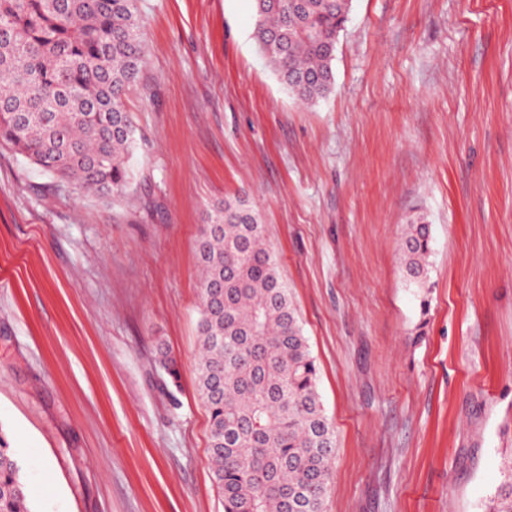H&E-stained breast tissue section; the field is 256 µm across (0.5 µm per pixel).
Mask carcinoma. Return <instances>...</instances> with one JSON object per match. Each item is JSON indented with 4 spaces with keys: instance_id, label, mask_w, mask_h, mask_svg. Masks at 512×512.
<instances>
[{
    "instance_id": "carcinoma-1",
    "label": "carcinoma",
    "mask_w": 512,
    "mask_h": 512,
    "mask_svg": "<svg viewBox=\"0 0 512 512\" xmlns=\"http://www.w3.org/2000/svg\"><path fill=\"white\" fill-rule=\"evenodd\" d=\"M351 0H254V38L298 100L335 88L337 40ZM0 143L60 184L128 193L136 127L125 104L145 63L139 0H0ZM197 257L198 390L210 415L213 479L224 512H326L336 433L318 367L260 211L213 205ZM430 225H405L400 255L425 287ZM0 512H33L22 466L0 439ZM484 512H512V448Z\"/></svg>"
}]
</instances>
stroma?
<instances>
[{
	"mask_svg": "<svg viewBox=\"0 0 512 512\" xmlns=\"http://www.w3.org/2000/svg\"><path fill=\"white\" fill-rule=\"evenodd\" d=\"M140 6L129 198L0 146V432L35 512H223L196 247L233 195L317 362L326 512H482L512 446V0H352L314 105L259 54L253 0ZM417 213L423 290L400 259Z\"/></svg>",
	"mask_w": 512,
	"mask_h": 512,
	"instance_id": "obj_1",
	"label": "stroma"
}]
</instances>
